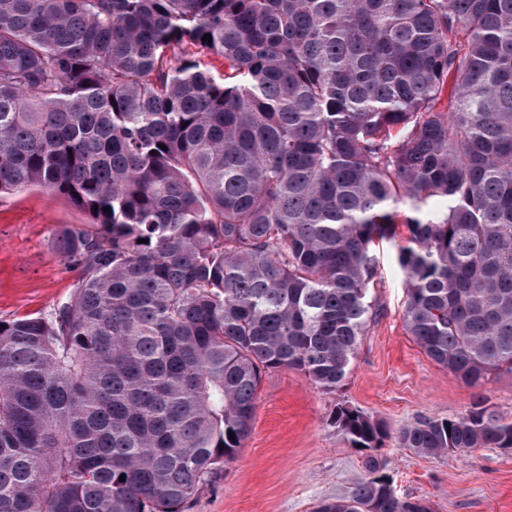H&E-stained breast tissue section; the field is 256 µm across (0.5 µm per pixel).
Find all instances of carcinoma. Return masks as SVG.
I'll use <instances>...</instances> for the list:
<instances>
[{
  "mask_svg": "<svg viewBox=\"0 0 512 512\" xmlns=\"http://www.w3.org/2000/svg\"><path fill=\"white\" fill-rule=\"evenodd\" d=\"M32 186L90 221L70 294L0 320V512H185L263 377L341 387L399 224L407 333L470 387L512 375V0H0V195ZM333 424L366 476L317 512H432L369 453L384 424Z\"/></svg>",
  "mask_w": 512,
  "mask_h": 512,
  "instance_id": "1",
  "label": "carcinoma"
}]
</instances>
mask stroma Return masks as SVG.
Masks as SVG:
<instances>
[{
    "instance_id": "35a3bbf8",
    "label": "stroma",
    "mask_w": 512,
    "mask_h": 512,
    "mask_svg": "<svg viewBox=\"0 0 512 512\" xmlns=\"http://www.w3.org/2000/svg\"><path fill=\"white\" fill-rule=\"evenodd\" d=\"M86 222L66 198L39 187L0 195V319L49 312L69 293L79 271L62 257L58 234ZM407 236L406 226L398 225L395 240L377 248L378 315L344 385L327 392L292 369L264 377L251 432L236 459L186 512H315L321 501L351 495L365 471L362 452L331 422L342 405L392 433L426 418L465 414L479 402L512 420V376L467 386L406 332V276L397 255ZM377 454L397 492L427 498L434 512H512V450L426 456L389 439Z\"/></svg>"
}]
</instances>
